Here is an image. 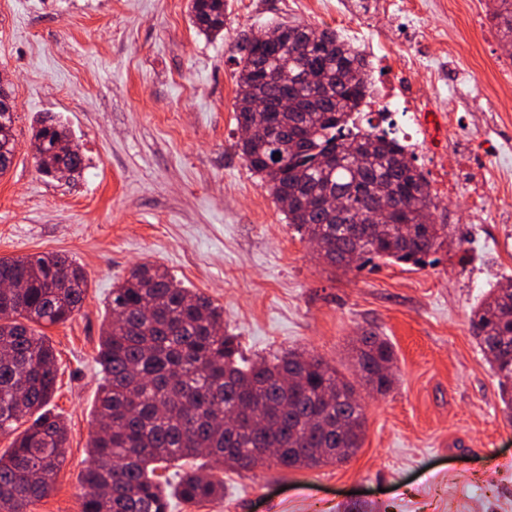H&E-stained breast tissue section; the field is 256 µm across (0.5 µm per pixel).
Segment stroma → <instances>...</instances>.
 Instances as JSON below:
<instances>
[{
  "label": "stroma",
  "mask_w": 512,
  "mask_h": 512,
  "mask_svg": "<svg viewBox=\"0 0 512 512\" xmlns=\"http://www.w3.org/2000/svg\"><path fill=\"white\" fill-rule=\"evenodd\" d=\"M188 4L0 0L16 112L0 257L64 254L88 280L80 312L43 329L57 355L49 409L68 441L51 493L27 512H81L106 302L137 263L223 306L247 357L304 350L351 380V339L375 333L395 354L392 388L360 392L365 433L347 462L228 470L222 500L171 512H512V422L469 329L491 284L512 278V231L462 214L435 265L323 264L234 148V45L278 23L322 28L336 0H226L216 38ZM47 114L69 125L80 177L39 173L31 123Z\"/></svg>",
  "instance_id": "1"
}]
</instances>
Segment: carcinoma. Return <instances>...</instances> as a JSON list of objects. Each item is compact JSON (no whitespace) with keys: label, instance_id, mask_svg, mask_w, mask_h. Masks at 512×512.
<instances>
[{"label":"carcinoma","instance_id":"cac0c4a2","mask_svg":"<svg viewBox=\"0 0 512 512\" xmlns=\"http://www.w3.org/2000/svg\"><path fill=\"white\" fill-rule=\"evenodd\" d=\"M200 32L224 31L225 0H190ZM489 20L500 40L512 46V0H489ZM288 50L268 57L244 35L237 44V123L252 117L253 95L275 99L286 85L297 101L277 113L284 130L300 141L260 135L236 147L276 201L291 191L334 196L368 208L384 195L404 212L380 229L345 224L323 210L300 205L286 217L301 238L321 243L318 259L347 270L381 260L423 267L448 242L450 225L433 218L429 184L406 147L386 134L354 133L356 110L368 73L363 58L336 31L320 30L314 43L312 80L292 57L306 46L312 27L277 24L267 28ZM32 137L43 145L39 172L49 178L64 165L85 168L82 153L61 156L56 145L72 141L69 127L37 119ZM0 279L22 287L0 291V435L12 434L0 455V512H25L47 496L64 461L67 427L47 406L57 387L56 355L32 325H54L80 311L88 282L83 269L58 253L0 257ZM103 323L98 364L101 383L91 464L80 477L81 512H169L171 495L184 503L213 502L224 495L228 468L251 471L268 463L320 467L341 463L361 447L365 417L356 387L336 367L303 351L247 360L238 337L224 333V308L184 288L162 266L132 267L112 289ZM470 331L501 378L500 399L512 420V279L489 288L470 318ZM360 385L388 391L392 346L373 333L352 346ZM237 426L224 428V414ZM265 448H277L266 455ZM194 460L175 488L156 474L167 463Z\"/></svg>","mask_w":512,"mask_h":512}]
</instances>
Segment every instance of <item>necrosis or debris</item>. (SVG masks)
Here are the masks:
<instances>
[{"label":"necrosis or debris","mask_w":512,"mask_h":512,"mask_svg":"<svg viewBox=\"0 0 512 512\" xmlns=\"http://www.w3.org/2000/svg\"><path fill=\"white\" fill-rule=\"evenodd\" d=\"M411 0H350L337 12L336 28L354 41L367 63L383 76L368 84L365 109L377 117H399L397 135L416 157L432 158L436 172L430 183L434 205H462L475 224L512 223V120L498 105L499 88L512 85V64L499 67L492 85L478 82L469 90L448 83L446 69L466 63L463 40L456 29L448 31L446 55L421 54L419 43L430 33V22ZM388 15L407 39L394 42L374 35V22ZM423 70L430 74V90L414 84L409 75ZM471 113L468 132H458L461 112ZM439 114L448 140L433 149L426 119Z\"/></svg>","instance_id":"obj_1"}]
</instances>
